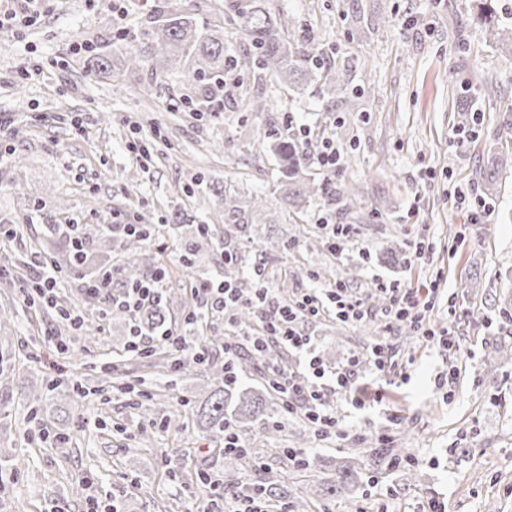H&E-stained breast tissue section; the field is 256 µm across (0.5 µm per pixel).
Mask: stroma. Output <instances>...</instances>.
<instances>
[{"label": "stroma", "mask_w": 512, "mask_h": 512, "mask_svg": "<svg viewBox=\"0 0 512 512\" xmlns=\"http://www.w3.org/2000/svg\"><path fill=\"white\" fill-rule=\"evenodd\" d=\"M271 6L304 24L342 75L335 89L312 84L300 92L267 76L274 108L258 117L205 105L189 111L192 84L180 72L153 80L129 71L116 83L87 70L78 45L124 26L113 0H48L36 23L0 32V127L7 134L0 146L8 151L0 159V215L19 222L0 243V258L26 255L44 235L46 214L63 239L72 221L133 224L145 217L163 229L151 251L165 271L162 288L173 295L167 322L183 334L186 317L202 307L191 291L197 276L181 260L195 227L169 224V215L196 213L219 239L221 201L187 192V185L200 178L246 197L265 196L251 237L290 244L273 256L268 287L284 281L297 295L339 279L377 314L364 324L327 316L304 324L323 367L342 369L384 339L407 373L389 384L361 370V408L329 394L348 436L311 441L308 453L332 471L360 449L379 447L385 430L392 443L406 444L419 481L369 471L356 499L359 512H426L435 501L446 512H512V363H488L493 346L512 347V320L498 310L512 295V175L489 199L478 177L488 154L512 144V59L489 42L474 0H271ZM463 93L465 127L455 110ZM347 96L355 98V110L325 111V101ZM266 125L294 133L308 128L335 141L336 176L357 192L354 215L319 200L304 215L283 214L271 191L278 165L258 142ZM480 198L487 212L474 222L469 214ZM323 216L352 224L355 236L341 252L329 250L318 224ZM417 242L423 255L414 253ZM320 269L330 270V279H309ZM28 279V272L0 261V306L15 309L7 351L20 366L10 389L0 390V407L12 415L11 430L0 432L6 484L0 512H84V499L66 490L69 480L84 477L102 504L120 501L121 512H204L205 500L185 498L170 472L182 459L188 469L223 478L224 443L193 423L179 434L165 424L178 399L202 390V380L188 375L169 386L152 357L127 351L128 319L82 305L83 283L71 277L58 295L81 305L86 326L62 331L53 308L23 303ZM381 279L420 298L438 283L428 320L452 329L457 349L386 330L385 304L375 295ZM103 357L115 375L137 385L136 394H111L105 405L90 398L68 415L56 398L57 412H45L44 420L71 434V443L12 447L14 430L28 425L24 391L61 374L85 381L87 366Z\"/></svg>", "instance_id": "obj_1"}]
</instances>
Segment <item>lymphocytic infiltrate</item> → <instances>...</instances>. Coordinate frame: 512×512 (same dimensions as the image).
<instances>
[{"mask_svg":"<svg viewBox=\"0 0 512 512\" xmlns=\"http://www.w3.org/2000/svg\"><path fill=\"white\" fill-rule=\"evenodd\" d=\"M115 274L106 271L87 281L83 288L87 300L94 303H106L124 308L133 318L129 331L128 349L138 354H147L156 346L166 345L174 351V363L183 366L185 362L196 359L197 350L190 345L180 343L177 336L165 330L154 337H146L135 320L141 308L156 297L161 291L162 274L156 273L138 285L114 293L112 284ZM376 290L383 295L387 307L385 317L390 324L407 325L425 340H442L448 348H456L455 336H444L443 332L430 327L424 319V304H421L411 289L400 285L378 281ZM250 303L262 330L258 333L239 332L238 336H226L224 342V366L233 368L237 341H244L258 349L267 348L275 342L289 349L307 352L309 355L308 376L285 374L279 372L275 365H268L267 372L273 382V388L284 398V416L292 418L303 415L312 427L317 439L326 440L342 437L344 430L335 408H332L323 395L319 381L330 378L335 393L350 397L352 405L362 406L363 401L355 393L354 378L362 367H370L375 374L385 376L393 374L394 367L383 343H376L371 349L368 360L352 358L346 367L334 373H326L319 359L311 353V338L302 331L303 323L314 321L323 315L334 316L344 323H362L372 316L371 310L361 297L349 291L343 281H336L334 286L324 292L314 290L301 293L292 302L286 303L274 289L268 288L265 281H258Z\"/></svg>","mask_w":512,"mask_h":512,"instance_id":"obj_1","label":"lymphocytic infiltrate"}]
</instances>
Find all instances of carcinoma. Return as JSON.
Wrapping results in <instances>:
<instances>
[{"label": "carcinoma", "mask_w": 512, "mask_h": 512, "mask_svg": "<svg viewBox=\"0 0 512 512\" xmlns=\"http://www.w3.org/2000/svg\"><path fill=\"white\" fill-rule=\"evenodd\" d=\"M268 0H227L217 5L218 11L230 14V30L199 22L197 17L176 3L163 11L157 18H151L136 29L119 32L114 37L89 38L85 44L87 68L98 71H112V79L119 80L120 74L113 70V59L119 57L135 70H147L151 74L167 73L181 66L188 68V76L194 86L196 99L202 103L213 102L224 96L227 85L238 86L232 79L240 70H249L254 78L267 74L280 77L284 83L307 86L320 82L332 88L338 81L337 70L324 62L323 53L315 47L310 34L297 27L290 15L274 13L267 5ZM479 19L490 41L502 53L512 54V26L500 22L491 5V0H482ZM262 142L274 155L279 165V177L274 191L281 194L293 214H303L309 204L319 198L342 205L349 210L354 205L353 190L334 177L326 176L316 180L306 174L305 160L316 142L296 134L284 135L277 127L266 128ZM512 170V150L497 153L487 167L479 172V179L491 196L497 189L504 173ZM209 191L224 198V243L230 244L249 233L248 225L253 223L255 213L264 209V198L257 196L252 205H240L239 198L230 194L218 184L209 185ZM154 235V225H149L143 237H130L120 244L124 260L117 267L116 287L128 288L147 277L144 268L152 264L145 254L147 242ZM98 237L108 243L112 235L101 225H89L80 230L77 240L68 243L69 259L62 268L65 274L80 273L88 263L86 243ZM210 238L207 224L196 225V241L188 245L190 256L203 249ZM288 249V242H267L252 253L245 254L239 248L224 251V277L236 288H253L265 279L266 257L274 250ZM169 296L161 294L141 310L140 325L150 329L166 321ZM274 360V353L265 350L250 353L235 363L236 372H245L260 363ZM112 366L105 364L101 370L107 378H99L96 392L104 395L113 390L122 394L135 393V386L119 377L110 376ZM200 372L210 379L209 388L195 398H181L178 403L186 408L207 431L215 437L224 436V423L231 421L239 432H246L251 424L263 416L272 417L268 404L252 389H241L224 380V369L208 362L185 364L180 372ZM266 452L277 456L281 470L278 477L267 484L246 488V491L272 501L280 502L288 494L286 479L295 469L317 471L321 460L309 454L299 463L289 460L288 449L268 448ZM408 459V449L390 448L385 452H373L368 461L359 458L349 460L336 468L328 477L313 481L306 494L293 498L294 512H308L313 502H326L338 496L352 498L364 487V473L367 467L379 468L386 465L398 468Z\"/></svg>", "instance_id": "cac0c4a2"}]
</instances>
